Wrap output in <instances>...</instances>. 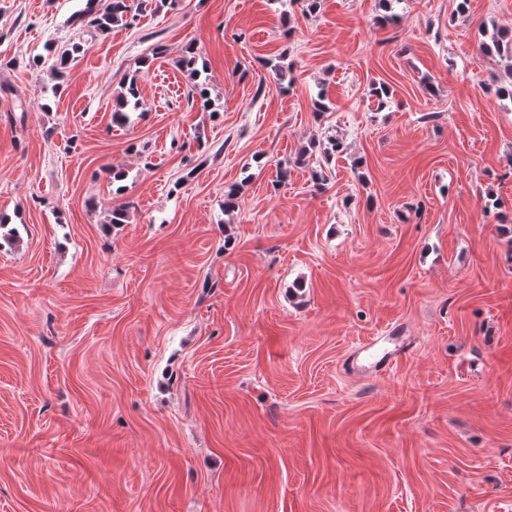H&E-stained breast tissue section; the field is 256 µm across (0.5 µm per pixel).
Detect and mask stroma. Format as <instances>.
I'll return each instance as SVG.
<instances>
[{
	"instance_id": "1",
	"label": "stroma",
	"mask_w": 512,
	"mask_h": 512,
	"mask_svg": "<svg viewBox=\"0 0 512 512\" xmlns=\"http://www.w3.org/2000/svg\"><path fill=\"white\" fill-rule=\"evenodd\" d=\"M457 4L103 33L0 0V512H512V71L481 51L512 0ZM374 336L408 351L364 372Z\"/></svg>"
}]
</instances>
